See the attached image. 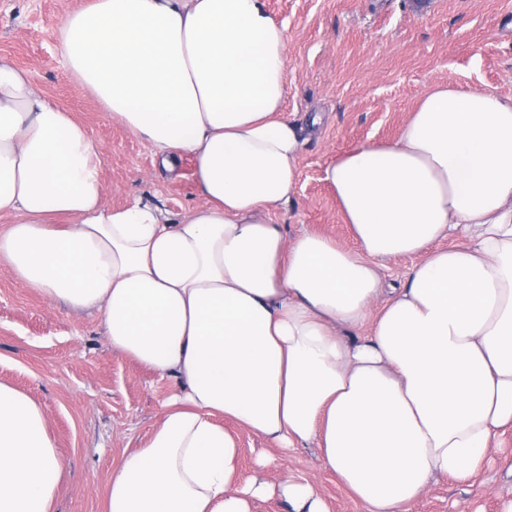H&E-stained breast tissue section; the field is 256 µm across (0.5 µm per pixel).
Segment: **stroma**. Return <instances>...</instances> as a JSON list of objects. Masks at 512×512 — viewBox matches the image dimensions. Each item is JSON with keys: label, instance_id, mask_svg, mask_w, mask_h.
Returning <instances> with one entry per match:
<instances>
[{"label": "stroma", "instance_id": "35a3bbf8", "mask_svg": "<svg viewBox=\"0 0 512 512\" xmlns=\"http://www.w3.org/2000/svg\"><path fill=\"white\" fill-rule=\"evenodd\" d=\"M83 0H0V57L28 70L74 113L103 156V200L158 204L170 218L200 198L192 164L165 169L68 73L58 24ZM288 34L285 115L304 129L292 205L273 217L286 238L307 231L356 241L325 180L328 163L364 143L398 139L433 86L453 82L512 97V0H267ZM0 380L44 409L65 472L52 512H104L112 471L159 421L170 380L112 351L97 314L49 303L0 267ZM243 475L310 483L328 512H364L314 446L282 450L233 426ZM512 500V430L471 479L441 478L410 512H501Z\"/></svg>", "mask_w": 512, "mask_h": 512}]
</instances>
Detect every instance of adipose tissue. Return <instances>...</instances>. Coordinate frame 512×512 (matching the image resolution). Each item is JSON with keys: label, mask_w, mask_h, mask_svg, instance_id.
I'll use <instances>...</instances> for the list:
<instances>
[{"label": "adipose tissue", "mask_w": 512, "mask_h": 512, "mask_svg": "<svg viewBox=\"0 0 512 512\" xmlns=\"http://www.w3.org/2000/svg\"><path fill=\"white\" fill-rule=\"evenodd\" d=\"M58 28L75 81L165 168L190 157L202 200L176 221L106 206L89 133L0 59V264L98 314L112 350L175 385L106 512L274 496L327 512L310 484L239 481L226 419L315 444L366 512L467 479L512 429V98L434 86L397 141L325 170L357 249L289 241L271 213L305 139L283 115L288 38L265 0H84ZM407 255L406 285L385 288V262ZM63 473L41 405L0 381V512H52Z\"/></svg>", "instance_id": "obj_1"}]
</instances>
